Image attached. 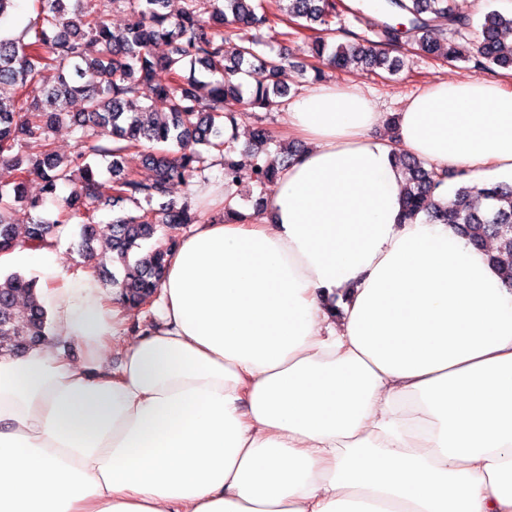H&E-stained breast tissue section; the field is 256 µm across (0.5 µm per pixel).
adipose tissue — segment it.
<instances>
[{
  "label": "adipose tissue",
  "mask_w": 512,
  "mask_h": 512,
  "mask_svg": "<svg viewBox=\"0 0 512 512\" xmlns=\"http://www.w3.org/2000/svg\"><path fill=\"white\" fill-rule=\"evenodd\" d=\"M285 108L267 219L181 238L134 338L92 268L0 253L50 319L0 356V512H512V285L395 161L512 176V71L429 82L393 139L355 84Z\"/></svg>",
  "instance_id": "adipose-tissue-1"
}]
</instances>
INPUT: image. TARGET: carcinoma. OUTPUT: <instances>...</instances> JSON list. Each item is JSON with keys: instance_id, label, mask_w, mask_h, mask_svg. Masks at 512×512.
<instances>
[{"instance_id": "1", "label": "carcinoma", "mask_w": 512, "mask_h": 512, "mask_svg": "<svg viewBox=\"0 0 512 512\" xmlns=\"http://www.w3.org/2000/svg\"><path fill=\"white\" fill-rule=\"evenodd\" d=\"M177 12L167 10L169 0H39L33 22L13 36L0 35V85L15 93L0 95V251L17 244V208L35 210L38 199H29L24 184L31 176L55 193L60 182L73 190L64 200L58 219H36L25 227V238L42 245L56 234L57 225L81 221L79 252L89 260L95 253L96 225L93 213L102 196L99 162L112 172V202H126L133 215L112 220L109 250L120 263L123 276L112 278L131 309L160 286L167 252L175 245L171 232L210 221L188 202L169 198L175 180L187 182L208 167L209 157L223 160L224 187L238 183L242 161L249 158L254 182L271 189L282 164L262 157L271 135L263 119L256 117L254 146L237 152L235 138L224 137L227 124L237 125L243 111L270 110L288 90L278 76L288 66L282 54L263 58L251 34L271 26L273 19L309 33L315 57L336 69L363 64L396 73L402 60L390 56L408 34H414L417 50L448 61L468 58L463 45L446 37L449 30L470 26L469 16L458 11L456 0H385L382 12L372 18L379 38L374 46L329 45L322 33L330 30L338 8L353 6L336 0H183ZM126 12V23L112 28L106 18L109 7ZM399 14L401 27L390 22ZM512 13L491 10L484 16L477 56L480 66L512 68ZM159 43L168 46L153 53ZM55 72L56 82L44 84L43 74ZM81 99L82 111L69 110ZM161 102L166 117L158 118L152 104ZM78 127V147L65 160L52 150L50 134L65 120ZM35 143L37 153L27 152ZM131 150L148 152L155 175L140 179L123 165ZM408 175L406 211L411 218L423 213L434 222L456 224L476 247L495 242L489 258L512 285V184L499 182L478 187L460 183L450 205L435 201V191L448 178L429 163L401 154L397 157ZM168 244L146 248L157 233ZM47 313L38 303L36 281L14 273L0 279V353L35 346L47 336Z\"/></svg>"}]
</instances>
